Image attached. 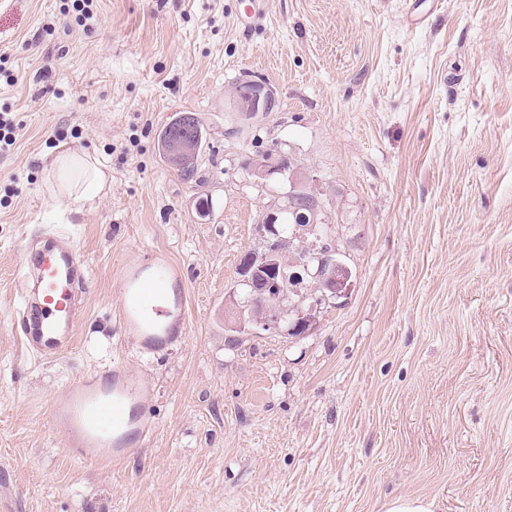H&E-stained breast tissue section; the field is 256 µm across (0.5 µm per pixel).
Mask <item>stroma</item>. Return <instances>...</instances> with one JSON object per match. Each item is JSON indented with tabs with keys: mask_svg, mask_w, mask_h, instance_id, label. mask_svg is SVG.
Here are the masks:
<instances>
[{
	"mask_svg": "<svg viewBox=\"0 0 512 512\" xmlns=\"http://www.w3.org/2000/svg\"><path fill=\"white\" fill-rule=\"evenodd\" d=\"M0 0V512H512V0ZM278 109L248 117L236 86ZM178 112L207 132L197 174L160 157ZM97 155L94 203L50 206L59 148ZM293 156L329 199L352 270L298 338L226 310L276 195L243 163ZM210 210L201 213L199 204ZM76 236L92 275L73 350L30 356L16 318L26 247ZM170 266L185 339L144 354L118 315L126 271ZM149 390L153 434L102 466L51 414L81 375ZM277 97L273 88L263 81L249 80L242 83L240 99L235 102L237 112L256 116L259 112H272ZM0 112V154H6L16 143V132L21 121L17 120L16 112H10L7 105ZM436 502L425 497L398 496L385 504V512H435Z\"/></svg>",
	"mask_w": 512,
	"mask_h": 512,
	"instance_id": "35a3bbf8",
	"label": "stroma"
}]
</instances>
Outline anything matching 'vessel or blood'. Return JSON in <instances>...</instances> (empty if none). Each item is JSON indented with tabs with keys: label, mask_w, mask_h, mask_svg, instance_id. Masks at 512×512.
Instances as JSON below:
<instances>
[{
	"label": "vessel or blood",
	"mask_w": 512,
	"mask_h": 512,
	"mask_svg": "<svg viewBox=\"0 0 512 512\" xmlns=\"http://www.w3.org/2000/svg\"><path fill=\"white\" fill-rule=\"evenodd\" d=\"M40 240L32 278L24 286L17 325L28 351L54 360L74 346L90 266L64 230L46 231ZM163 288L157 277L138 281L128 274L123 278L120 320L145 351L172 342L164 323L169 309L160 301ZM142 392L137 380L119 370L107 380L86 375L71 385L53 407L54 417L75 439L69 455L91 461L125 456L132 437H144L153 429L145 421L132 426L129 419L128 407Z\"/></svg>",
	"instance_id": "b4317fda"
}]
</instances>
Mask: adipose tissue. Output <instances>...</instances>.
<instances>
[{"mask_svg": "<svg viewBox=\"0 0 512 512\" xmlns=\"http://www.w3.org/2000/svg\"><path fill=\"white\" fill-rule=\"evenodd\" d=\"M51 179L48 198L58 205L66 201L93 202L110 187L111 176L95 154L68 149L56 154L48 164Z\"/></svg>", "mask_w": 512, "mask_h": 512, "instance_id": "ef3b65f1", "label": "adipose tissue"}]
</instances>
